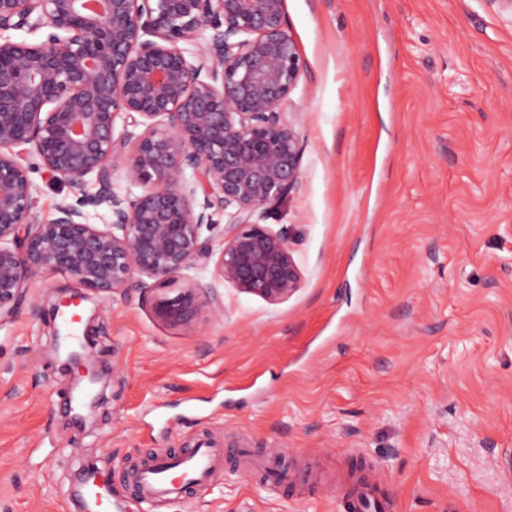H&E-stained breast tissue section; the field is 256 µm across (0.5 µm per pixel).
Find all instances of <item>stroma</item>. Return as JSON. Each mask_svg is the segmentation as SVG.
Masks as SVG:
<instances>
[{
  "mask_svg": "<svg viewBox=\"0 0 512 512\" xmlns=\"http://www.w3.org/2000/svg\"><path fill=\"white\" fill-rule=\"evenodd\" d=\"M284 20L301 179L265 223L299 290L272 304L224 285L199 334L161 323L157 293L90 295L104 402L81 423L54 311L80 287L32 281L0 325V512H72L88 465L122 475L119 512H341L335 484L275 491L231 462L186 502H139L140 460L201 436L339 473L360 452L389 512H512V13L285 0ZM32 179L48 220L96 190Z\"/></svg>",
  "mask_w": 512,
  "mask_h": 512,
  "instance_id": "obj_1",
  "label": "stroma"
}]
</instances>
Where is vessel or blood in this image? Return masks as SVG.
Instances as JSON below:
<instances>
[{"label": "vessel or blood", "mask_w": 512, "mask_h": 512, "mask_svg": "<svg viewBox=\"0 0 512 512\" xmlns=\"http://www.w3.org/2000/svg\"><path fill=\"white\" fill-rule=\"evenodd\" d=\"M225 456L224 449L202 437L196 439L192 447L152 456L147 463L132 470L130 481L149 503L182 502L193 492L210 485ZM372 471V464L363 461L349 479H337L336 486L343 492L345 512H386L388 502L372 479ZM260 477L270 486L292 490L318 486L325 474L313 463L283 469L277 457L272 456L264 462ZM80 491L90 512H111L116 493L107 477L94 470L85 473Z\"/></svg>", "instance_id": "vessel-or-blood-1"}]
</instances>
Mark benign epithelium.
<instances>
[{
  "label": "benign epithelium",
  "instance_id": "benign-epithelium-1",
  "mask_svg": "<svg viewBox=\"0 0 512 512\" xmlns=\"http://www.w3.org/2000/svg\"><path fill=\"white\" fill-rule=\"evenodd\" d=\"M88 2L0 0V32L42 31L0 42V324L48 271L106 298L183 278L155 314L187 329L223 309L220 283L288 299L302 280L288 235L255 221L301 177L300 135L282 116L303 70L284 0ZM182 41L198 45L196 61ZM36 169L97 190L46 221ZM118 180L141 193L116 192ZM229 208L222 238H202ZM216 252L215 283L187 275Z\"/></svg>",
  "mask_w": 512,
  "mask_h": 512
}]
</instances>
